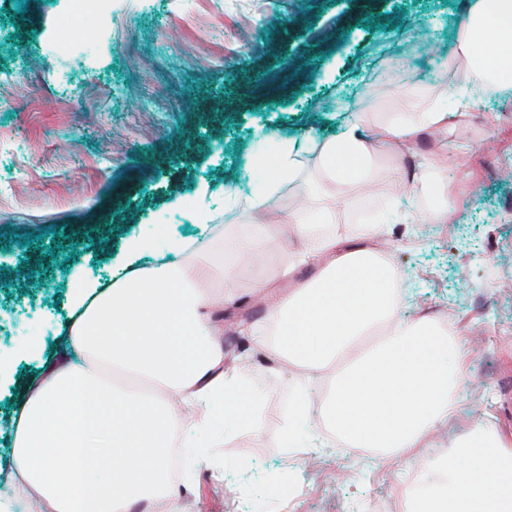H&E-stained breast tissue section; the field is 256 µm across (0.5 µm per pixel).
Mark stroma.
Masks as SVG:
<instances>
[{
	"label": "stroma",
	"mask_w": 512,
	"mask_h": 512,
	"mask_svg": "<svg viewBox=\"0 0 512 512\" xmlns=\"http://www.w3.org/2000/svg\"><path fill=\"white\" fill-rule=\"evenodd\" d=\"M471 0H112V26L65 25L67 0H0V354L13 356L0 377V450L10 445L28 381L44 363L66 356L64 342L77 280L107 282L134 238L151 239L155 256L169 236L191 235L211 248L217 225L230 222L224 204L275 173L259 163V148L277 138L305 143L338 133L363 115L377 127L376 162L417 170L422 153L448 151L456 184L449 223L426 211L434 190L408 198L385 185L365 192L322 181L317 152L301 155V170L284 182L281 220L312 191L326 200L349 195L335 230L357 240L356 206L374 197L399 204L413 220L395 224L379 249L401 267L410 318L447 310L453 332L473 346L470 382L426 454L440 468L472 471L475 453L448 450L473 423L512 434V91L481 96L454 132L424 134L415 148L381 133L394 114L420 112L447 99L454 76L435 81L441 58ZM433 44L409 57L404 71L418 87L400 95L384 71L408 56L412 37ZM74 43L57 61L45 49L56 38ZM207 192L211 226L190 224L187 205ZM39 244H29L30 235ZM297 242L292 226L267 246L263 263L239 262L238 299L224 311V347L247 351L238 327L263 320L269 300L257 280L294 287L317 273L303 266L290 279L281 265ZM39 341L42 356L18 353ZM253 364L272 389L259 430L198 433L210 459L187 484L188 512H372L402 504L404 481L381 451H337L301 464L282 452L280 411L295 399L291 367L261 353ZM288 470V498L264 494L265 476Z\"/></svg>",
	"instance_id": "1"
}]
</instances>
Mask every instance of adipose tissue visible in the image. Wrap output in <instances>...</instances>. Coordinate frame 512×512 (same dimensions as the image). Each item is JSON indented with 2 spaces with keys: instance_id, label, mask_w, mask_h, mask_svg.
Returning <instances> with one entry per match:
<instances>
[{
  "instance_id": "ef3b65f1",
  "label": "adipose tissue",
  "mask_w": 512,
  "mask_h": 512,
  "mask_svg": "<svg viewBox=\"0 0 512 512\" xmlns=\"http://www.w3.org/2000/svg\"><path fill=\"white\" fill-rule=\"evenodd\" d=\"M444 67L457 75L447 106L410 120L393 118L385 127L390 137L405 142L428 127L454 129L474 87H512V0H474ZM300 152L294 142L276 141V176L237 199L243 227L225 225L209 258L197 259L193 238L178 236L167 247L171 260L145 266L141 260L153 243L138 239L108 284L92 280L74 291L67 336L73 355L32 380L11 447L0 455V471L19 500L39 512H131L144 500L164 503V512H186L168 474L175 467L194 471L210 451L171 456V434L181 429L190 440L208 429L210 400L219 390L225 429L241 424L250 367L225 358L213 315L235 292L236 261L260 256L287 223L302 247L284 262L282 276L305 265L318 273L282 294L251 328L254 348L306 374L349 355L327 404L339 434L359 448L392 449L404 479L425 481L427 498L444 502L443 512H512V441L490 423L477 424L468 442L480 449L482 469H452L442 477L423 454L432 430L455 409L452 392L466 379L469 351L440 338L428 321L400 316L405 273L380 260L376 247L389 225L410 222V213L390 210L387 220L366 225L355 245L321 232V225L335 223L336 209L313 198L285 214L282 224L258 221L275 204L282 182L297 174ZM320 166L331 183H389L409 194L417 183L442 176L448 156H429L410 180L396 168L376 169L368 125L355 119L322 140ZM205 281L217 283V290L204 292ZM376 330L381 339L358 350ZM107 366L154 384L157 394L108 385L102 376Z\"/></svg>"
}]
</instances>
